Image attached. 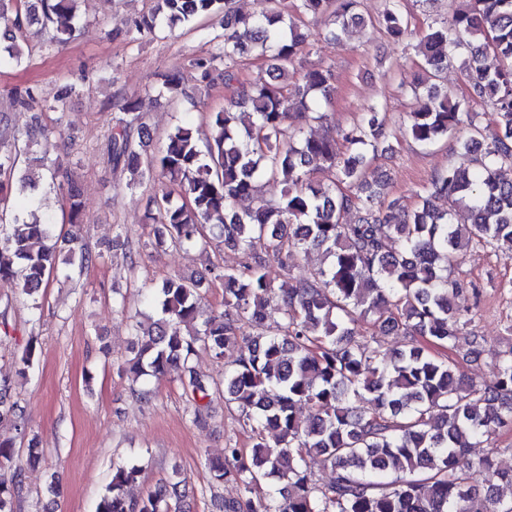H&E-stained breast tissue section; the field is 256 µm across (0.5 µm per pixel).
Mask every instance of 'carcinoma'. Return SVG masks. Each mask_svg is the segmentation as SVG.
Returning <instances> with one entry per match:
<instances>
[{"mask_svg": "<svg viewBox=\"0 0 512 512\" xmlns=\"http://www.w3.org/2000/svg\"><path fill=\"white\" fill-rule=\"evenodd\" d=\"M78 0H0V67L23 62L30 27L62 44L76 30ZM263 17L237 14L232 0H153L131 19L125 41L154 37L163 26L191 29L224 16V34L207 57L191 59L202 78L220 80L230 94L209 113L207 133L181 123L154 150L139 101L122 98L106 137L113 168L127 169L128 189L148 187L147 216L157 225L156 245L206 247L218 239L240 250L245 261L233 271L209 270L224 286V309L205 312L201 288L207 278L170 277L146 296L155 310L133 327L132 372L155 378L181 366L193 395L205 398L211 382L192 366L197 347L215 358L236 351L224 369V398L250 429L248 452L231 443L224 457L208 460L217 484L232 479L242 494L220 497L217 512H512L499 486L512 485V470L496 457L474 460L471 452L502 428H512V346L499 352L494 379L476 384L461 365L483 354V338L470 333L458 348L467 310L454 305L467 284L452 277L474 246L491 247L512 259V0H466L445 21L434 20L420 41L423 76L412 92L424 98L410 113V135L423 147L456 134L473 168L448 166L423 188L408 211L398 200H380L370 161L385 142L382 105L368 107L337 136H313L304 127L321 122L335 86L329 65L295 78L290 72L308 35L297 29L283 0ZM360 0H294L300 16L327 21L325 40L336 42L364 24ZM385 38L402 42L408 20L401 0H388L371 22ZM259 54L271 62L268 79L237 91V67ZM469 71L472 93L450 100L436 80L457 58ZM14 111L29 109L30 89L3 88ZM157 97L190 100L172 77ZM296 111H288V98ZM483 104L485 128L465 124ZM468 134H461L463 126ZM52 131L36 116L0 133V283L13 284L36 309L41 289L59 276L57 263L80 271L95 255L74 231L62 238L51 215L36 205L39 180L21 170L40 152L46 184L60 194L71 225L79 226L83 195L67 168L47 157ZM324 177L316 180L313 172ZM283 179L280 196L260 195L265 181ZM242 198L257 205L239 211ZM323 250L330 258L297 285L276 288L265 269L275 260L290 272L299 253ZM278 311L279 333L266 331ZM366 320L378 336L357 333ZM256 334L246 336L241 324ZM405 337L389 350L378 337ZM369 399L358 411L353 401ZM310 408L302 418L297 406ZM22 429V410L0 391V428ZM334 470L320 485L308 460ZM141 475L136 464L118 465L96 512H171L189 496L187 477L174 479L131 501L126 489ZM23 468L0 481V512H14L23 491Z\"/></svg>", "mask_w": 512, "mask_h": 512, "instance_id": "obj_1", "label": "carcinoma"}]
</instances>
